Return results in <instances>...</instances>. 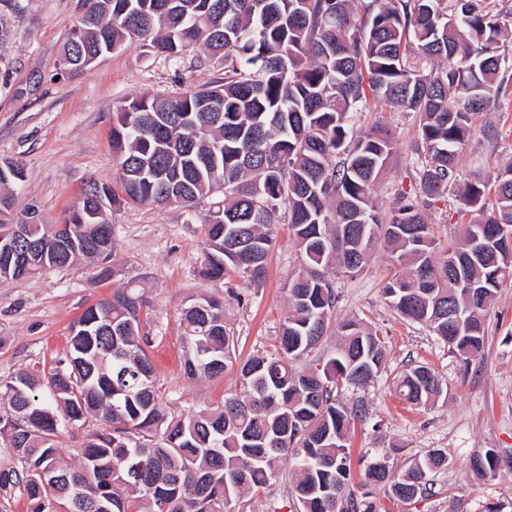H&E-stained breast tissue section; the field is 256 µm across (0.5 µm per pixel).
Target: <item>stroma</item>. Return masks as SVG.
I'll use <instances>...</instances> for the list:
<instances>
[{
    "label": "stroma",
    "mask_w": 512,
    "mask_h": 512,
    "mask_svg": "<svg viewBox=\"0 0 512 512\" xmlns=\"http://www.w3.org/2000/svg\"><path fill=\"white\" fill-rule=\"evenodd\" d=\"M81 0H0V162L23 166L25 180L13 188L11 215L22 221L34 208L40 223H62L75 209L90 181L112 183L113 114L124 101L143 94H174L224 77L222 62L173 63L128 45L92 67L64 71L60 49L76 28ZM385 124L393 154L373 195L381 210L397 196L416 189L414 148L418 117L385 104L352 115L361 132ZM512 164V111L490 108L475 122L474 134L458 167V182L489 178ZM203 199L192 210L116 204L109 210L114 252L109 261L78 260L66 268H47L0 282V380L22 371L49 373L66 350L72 323L113 291L142 295L141 331L151 340L148 355L156 383L170 411L216 406L240 388L236 372L190 379L184 373L186 344L182 309L204 296L222 299L224 320L238 359L274 350L288 314L286 284L303 256L280 225L277 242L258 282L230 276L228 282L201 278ZM459 201L454 194L428 208L437 249L462 244ZM395 268L385 246H377L368 265L353 275H333L339 296L334 320L358 319L384 336V368L364 390L344 392L348 404L363 402L367 419L355 423L353 450L378 448L391 454L395 469L432 449H444L448 467L433 477L430 491L410 503L382 500L389 512H486L503 506L512 512V473L488 479L471 470L474 456L494 449L512 453V286L500 290L487 316L482 355L463 362L425 325L402 319L382 288ZM245 293L244 303L226 299V285ZM435 370L447 392L428 408L409 405L393 389L394 377L408 365ZM291 470L260 492L236 499V512H296Z\"/></svg>",
    "instance_id": "35a3bbf8"
}]
</instances>
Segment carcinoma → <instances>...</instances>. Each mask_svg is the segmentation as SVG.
<instances>
[{
    "label": "carcinoma",
    "instance_id": "cac0c4a2",
    "mask_svg": "<svg viewBox=\"0 0 512 512\" xmlns=\"http://www.w3.org/2000/svg\"><path fill=\"white\" fill-rule=\"evenodd\" d=\"M84 0L70 59L137 43L178 63L189 52L224 62L223 81L171 97H134L114 113L112 152L119 175L92 181L55 232L30 209L26 238L6 236L31 254L18 280L46 267L95 258L99 226L95 192L112 202L192 208L222 196L205 215L201 275L231 273L260 280L278 233L288 224L304 257L288 282V316L279 344L237 361L224 306L203 297L183 309L190 378L237 369L241 388L216 407L175 415L156 386L140 334L143 301L117 292L87 308L71 327L69 346L49 374L21 372L0 384L9 413L0 440L21 468L0 469V490L21 488L29 512H234L233 500L276 480L286 457L300 512H382L363 485L407 503L448 467L441 449L403 471L388 455L348 444L350 426L366 420L340 400L378 374L384 337L360 321L336 325L335 354L299 371L294 362L331 327L337 295L331 273L354 274L386 244L404 272L383 294L401 317L422 323L464 360L478 357L498 291L512 284V164L458 189L465 244L436 253L428 201L456 185V169L474 116L502 95L512 59L498 52L512 35V13L477 0ZM419 116L417 191L387 213L373 188L392 154L390 131L356 133L351 115L371 102ZM24 180L23 168L0 169V185ZM85 222H79L80 218ZM401 399L428 407L443 394L425 365L394 378ZM99 422L66 464L57 436ZM489 449L471 461L479 478L501 460Z\"/></svg>",
    "mask_w": 512,
    "mask_h": 512
}]
</instances>
